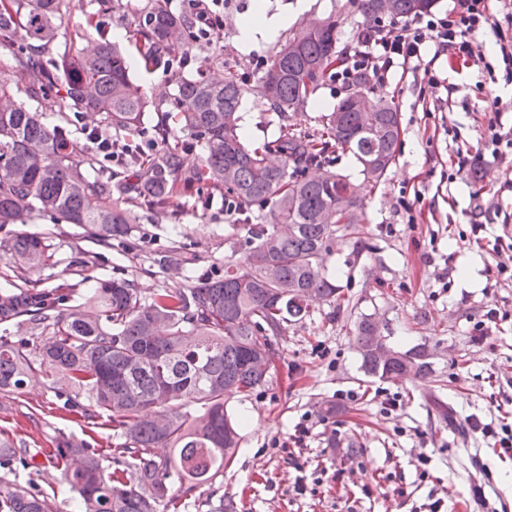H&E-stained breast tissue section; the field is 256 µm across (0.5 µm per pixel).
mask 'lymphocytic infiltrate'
<instances>
[{
    "instance_id": "obj_1",
    "label": "lymphocytic infiltrate",
    "mask_w": 512,
    "mask_h": 512,
    "mask_svg": "<svg viewBox=\"0 0 512 512\" xmlns=\"http://www.w3.org/2000/svg\"><path fill=\"white\" fill-rule=\"evenodd\" d=\"M230 0H179L182 14L192 21L194 41H212L224 29V11ZM488 31L495 38L505 72L512 73V36L503 32L489 0H458L447 14L426 13L406 21L377 20L365 25L354 47L348 49L332 75L350 89L361 82L386 84L393 69L423 62L428 49L473 58L471 39Z\"/></svg>"
}]
</instances>
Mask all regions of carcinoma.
<instances>
[{"mask_svg": "<svg viewBox=\"0 0 512 512\" xmlns=\"http://www.w3.org/2000/svg\"><path fill=\"white\" fill-rule=\"evenodd\" d=\"M350 2L367 19L385 15L384 0ZM397 3L394 17L408 18L429 12L436 0ZM96 4L87 17L96 49L66 47L46 60L68 0H0V34L22 32L14 60L36 102L27 106L0 84V227L56 217L124 255L139 213L164 211L180 193L205 207L221 192L241 205L231 226L244 235L224 272L148 295L122 274L43 288L29 274L57 264L48 238L18 232L3 241L22 276L0 288V324L26 326L30 336H0V394L40 377L65 412L113 431L119 442L105 456L64 435L55 447L32 451L1 439L0 512H58L55 486L19 482L21 468L59 471L78 494L75 512H178L180 497L224 475L240 440L229 399L266 386L274 339L288 318L337 298L324 261L338 233L366 222L356 184L332 170L336 153L352 155L363 180L377 186L399 145L394 102L381 96L369 112L366 90L342 99L318 128H288V113L308 103L342 57L334 20H308L253 83L232 71L222 80L177 72L148 97L111 28L100 23L110 0ZM134 25L148 71L169 69L171 51L187 48L189 20L166 0H151ZM248 95L267 106L276 127L258 145L242 137ZM69 110L124 132L125 163L100 150L79 158ZM47 112L56 122L45 121ZM177 131L191 137L188 147L200 148L193 169L170 144ZM185 249L173 244L158 262L171 267ZM354 339L367 374L394 382L409 372L432 373L421 348L377 355L369 317L356 323ZM157 448L171 452L159 456Z\"/></svg>", "mask_w": 512, "mask_h": 512, "instance_id": "1", "label": "carcinoma"}]
</instances>
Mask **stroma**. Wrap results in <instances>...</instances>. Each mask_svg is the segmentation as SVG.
Instances as JSON below:
<instances>
[{"label": "stroma", "mask_w": 512, "mask_h": 512, "mask_svg": "<svg viewBox=\"0 0 512 512\" xmlns=\"http://www.w3.org/2000/svg\"><path fill=\"white\" fill-rule=\"evenodd\" d=\"M147 0H113L108 18L120 28L131 72L146 94L168 81L165 70L145 71L136 64L134 18ZM251 0H233L224 12V31L194 50L185 76L205 72L223 76L233 70L256 79L257 59L271 60L279 41L242 57L238 23ZM270 11L294 12L296 22L330 18L337 23V47L353 46L362 16L348 0H267ZM95 0H70L56 22V44H86V25ZM491 33L473 40L477 59L452 67L449 53L431 63L437 87H424L422 69L407 65L390 74L386 87L371 88L370 98L392 95L400 112L401 137L396 160L384 182L361 193L366 224L345 236L328 257L329 275L340 289L334 302L316 304L309 317L289 321L277 338V358L265 388L231 398L241 418L235 457L215 483L197 488L184 512H426L441 498L446 512L469 506L470 512H512V459L498 458L471 430L469 417L488 421L512 412V279L498 276L496 238H512V81L494 51ZM345 92L326 80L304 108L290 113L298 129L317 127ZM500 98L505 140L492 143L490 104ZM414 195L412 213L398 205L401 193ZM181 241L189 263L161 269L154 262L169 246L168 217L141 215L134 226L137 250L125 256L103 253L91 275L108 278L115 267L146 291L175 288L204 271L220 270L235 239L224 216V202L209 209L191 200H174ZM480 232H473V225ZM28 231L45 233L56 266L48 286L75 281L72 262L90 243L82 228L40 218ZM503 318L491 335L473 327L489 310ZM370 315L390 346L424 347L433 373L391 383L366 375L354 344V324ZM399 396L392 413L381 407L383 394ZM449 404L442 419L435 402ZM43 379L19 392L0 394V436L18 445L50 448L59 435L95 439L110 449L107 431L60 408ZM310 435L302 447L289 446L297 424ZM427 455L426 474L417 459ZM305 479L308 490L298 493ZM482 486L477 500L474 486Z\"/></svg>", "instance_id": "35a3bbf8"}]
</instances>
